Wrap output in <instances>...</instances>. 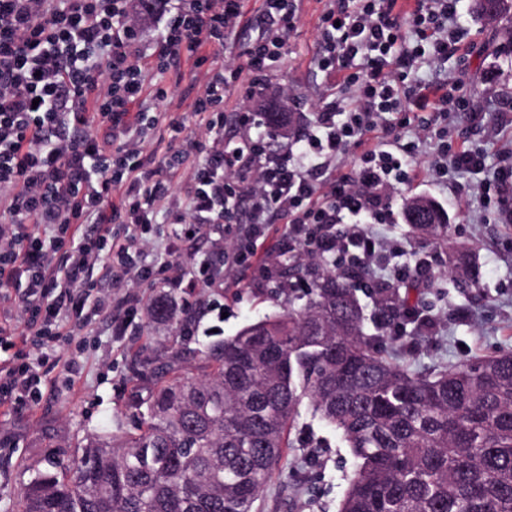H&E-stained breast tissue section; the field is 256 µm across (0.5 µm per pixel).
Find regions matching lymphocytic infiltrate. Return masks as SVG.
I'll return each instance as SVG.
<instances>
[{
    "mask_svg": "<svg viewBox=\"0 0 512 512\" xmlns=\"http://www.w3.org/2000/svg\"><path fill=\"white\" fill-rule=\"evenodd\" d=\"M459 0H350L324 12L317 64L338 78L313 126L286 153L267 152L251 138L227 146L220 130L224 98L240 80L245 97L267 85L270 71L298 27L296 0H264L275 36L258 37L245 67H213L209 59L242 21L243 0H0V345L13 338L53 352L56 337L88 327L106 308L93 298L95 262L129 270L153 244L148 227L164 221L180 241L210 224L235 221L238 189L250 198V222L227 268L270 272L284 258L338 257L346 271L382 272L380 287L419 283L425 257L395 264L405 246L374 232L397 218L395 185L418 176L416 144L403 141L411 113L422 127L451 118L478 121L477 101L462 76L440 84L411 83L422 66L456 57L464 32L455 26ZM164 20L154 44L143 41L146 20ZM207 70L193 106L201 121L187 145L204 159L194 172L188 204L169 199L168 154L148 149L139 110L143 96L172 97L170 84H147L146 72H179L183 59ZM351 158L350 171L326 187L307 174ZM436 181L474 177L469 193L493 201L512 224V151L488 169L482 150L443 146L432 166ZM291 226L287 249L259 252L270 217ZM93 232H83V225ZM65 246L54 261L45 239ZM18 295H10L13 285ZM34 362L0 359V402H36Z\"/></svg>",
    "mask_w": 512,
    "mask_h": 512,
    "instance_id": "f902f5d3",
    "label": "lymphocytic infiltrate"
}]
</instances>
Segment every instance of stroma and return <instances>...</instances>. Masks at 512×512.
Returning a JSON list of instances; mask_svg holds the SVG:
<instances>
[{
	"instance_id": "obj_1",
	"label": "stroma",
	"mask_w": 512,
	"mask_h": 512,
	"mask_svg": "<svg viewBox=\"0 0 512 512\" xmlns=\"http://www.w3.org/2000/svg\"><path fill=\"white\" fill-rule=\"evenodd\" d=\"M336 0H299L300 22L288 47L268 78L269 90L292 85L299 92L290 111L301 125L313 123L316 104L332 92L335 76L321 72L318 54V20ZM470 0H460L457 22L466 31L468 51L463 61L451 60L420 69L417 77L426 82H443L450 71L463 69L471 94L483 114L481 125L462 120L450 132L451 142L482 147L489 164H496L501 150L512 147V64L494 67L486 52L489 43L512 31V21L488 24L469 10ZM244 19L238 31L224 42L216 63H244L246 46L259 34L262 0H244ZM206 83L203 71L191 62L181 65V78L171 101L160 111L183 120L186 132H193L196 118L192 106ZM406 140H417L413 160L418 179L398 185L391 192L394 211H402L407 199L426 196L444 211L448 220L446 237L436 240L412 233L408 224H388L384 233L407 239L416 252L431 259V285L409 291L411 302L433 310L440 319L437 335L421 336L410 352L396 359L410 370L428 373L434 369L472 359L482 354L512 347V251L505 246L512 227L489 222L482 200L474 195L454 197L447 186L437 184L428 174V165L438 153L435 133L417 137L407 130ZM169 225L155 227L157 242L143 257L149 277H133L132 295L143 302L172 294L176 320L190 319L192 335L182 337L184 347L195 349L234 335L243 326L278 310L265 288L259 287V270L242 266L220 272L214 285L196 280L203 265H217L214 235L203 230L177 256L165 249ZM465 250L478 273V284L461 288L448 276V256ZM180 265L189 285L169 290L163 268ZM474 309V320L466 325L454 318L457 308ZM173 323H153L144 314H131L122 332H115L110 314L104 313L80 342L61 336L56 341L59 357L80 352L82 370L66 377L61 364L46 362L40 367L42 396L31 407L8 402L0 404V512L12 502L22 487L35 476L26 462L42 460L68 447L75 437L110 429L121 432L137 425L128 407L134 393H146L154 380L148 360L163 359L173 336ZM354 460L340 433L310 414L291 436V446L279 469L261 495V512H337L347 487V475Z\"/></svg>"
}]
</instances>
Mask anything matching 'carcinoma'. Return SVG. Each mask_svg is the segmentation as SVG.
<instances>
[{"label":"carcinoma","instance_id":"carcinoma-1","mask_svg":"<svg viewBox=\"0 0 512 512\" xmlns=\"http://www.w3.org/2000/svg\"><path fill=\"white\" fill-rule=\"evenodd\" d=\"M477 17L512 16V0H473ZM288 131L287 112L263 113ZM411 229L439 237V206L416 198ZM448 269L462 283L469 258ZM307 299L208 344L192 358L172 341L169 378L130 408L137 432L106 430L45 460L10 512H258L301 409L339 431L355 465L338 512H512V349L422 375L385 354L397 340L365 331L356 275L325 260L279 267ZM381 319L400 298L378 288ZM173 321L171 306L146 309Z\"/></svg>","mask_w":512,"mask_h":512}]
</instances>
